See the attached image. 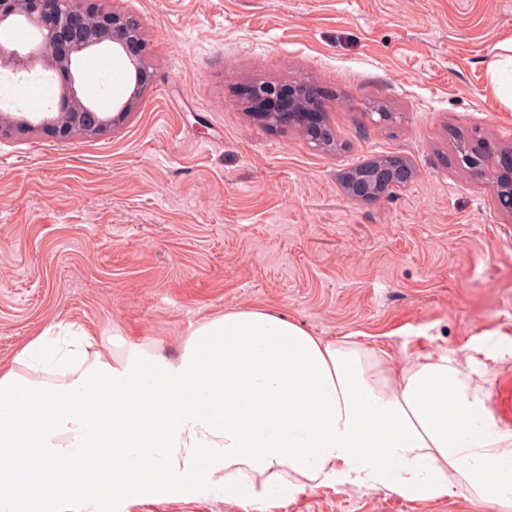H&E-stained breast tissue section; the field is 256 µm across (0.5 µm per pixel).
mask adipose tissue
<instances>
[{"label":"adipose tissue","mask_w":512,"mask_h":512,"mask_svg":"<svg viewBox=\"0 0 512 512\" xmlns=\"http://www.w3.org/2000/svg\"><path fill=\"white\" fill-rule=\"evenodd\" d=\"M59 333L68 337V351L53 348L51 338L42 335L16 362L31 371L55 365L57 383L69 385L92 364L90 352L97 339L89 330L69 325ZM316 345L358 352L369 387L382 400L403 406L452 492L464 490L494 512H512V430L498 426L484 387L488 362L511 361V348L486 341L463 360L435 349L398 363L349 336L332 342L320 339Z\"/></svg>","instance_id":"obj_1"}]
</instances>
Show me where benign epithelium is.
I'll use <instances>...</instances> for the list:
<instances>
[{"label": "benign epithelium", "instance_id": "1", "mask_svg": "<svg viewBox=\"0 0 512 512\" xmlns=\"http://www.w3.org/2000/svg\"><path fill=\"white\" fill-rule=\"evenodd\" d=\"M18 27L31 30L37 43L26 53L15 45H0V67L17 74L29 73L38 65L57 78L59 93L57 102L41 112L0 108V139L31 135L60 141L101 138L139 109L151 72L138 21L104 7L98 0H0V30ZM105 47L126 59L134 72L128 96L110 112L85 97L79 68L81 60ZM249 96L263 105L264 111L257 117L266 125L277 128L295 124L309 142L323 146L327 124L323 113L317 111L318 94L310 83L300 79L288 84H255ZM465 156L466 161L458 159L456 164L489 181L497 210L512 218V148H497L478 137L469 143ZM413 176L406 157L391 155L370 161L366 169L346 171L343 181L348 197L371 201L375 188L401 189Z\"/></svg>", "mask_w": 512, "mask_h": 512}]
</instances>
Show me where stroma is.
Here are the masks:
<instances>
[{"label":"stroma","instance_id":"1","mask_svg":"<svg viewBox=\"0 0 512 512\" xmlns=\"http://www.w3.org/2000/svg\"><path fill=\"white\" fill-rule=\"evenodd\" d=\"M138 20L153 81L113 134L0 140V368L50 326L178 360L190 331L264 308L326 341L362 333L396 361L512 347V218L455 164L457 138L512 143L490 76L512 0H107ZM111 73L95 102L128 94ZM303 78L340 150L265 127L246 90ZM386 105L378 121L369 102ZM400 154L412 183L373 202L340 176ZM305 488L257 504L210 492L132 497L121 512H491L463 497Z\"/></svg>","mask_w":512,"mask_h":512}]
</instances>
